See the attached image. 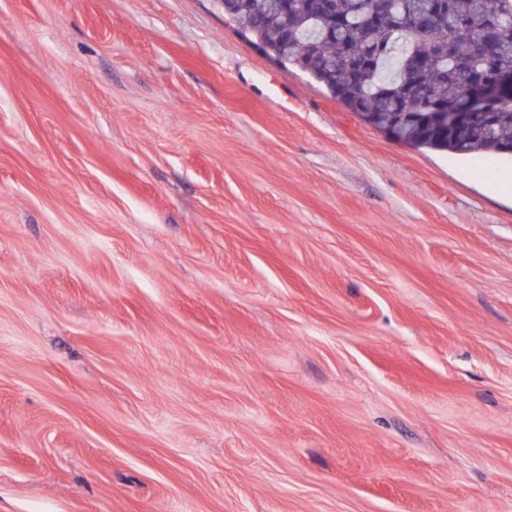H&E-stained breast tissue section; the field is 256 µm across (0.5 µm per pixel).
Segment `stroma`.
<instances>
[{"instance_id":"obj_1","label":"stroma","mask_w":512,"mask_h":512,"mask_svg":"<svg viewBox=\"0 0 512 512\" xmlns=\"http://www.w3.org/2000/svg\"><path fill=\"white\" fill-rule=\"evenodd\" d=\"M0 512H512V161L217 0H0Z\"/></svg>"}]
</instances>
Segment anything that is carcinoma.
I'll return each instance as SVG.
<instances>
[{"instance_id":"1","label":"carcinoma","mask_w":512,"mask_h":512,"mask_svg":"<svg viewBox=\"0 0 512 512\" xmlns=\"http://www.w3.org/2000/svg\"><path fill=\"white\" fill-rule=\"evenodd\" d=\"M224 17L367 123L418 148L512 158V101L440 134L427 110L512 75V0H218Z\"/></svg>"}]
</instances>
